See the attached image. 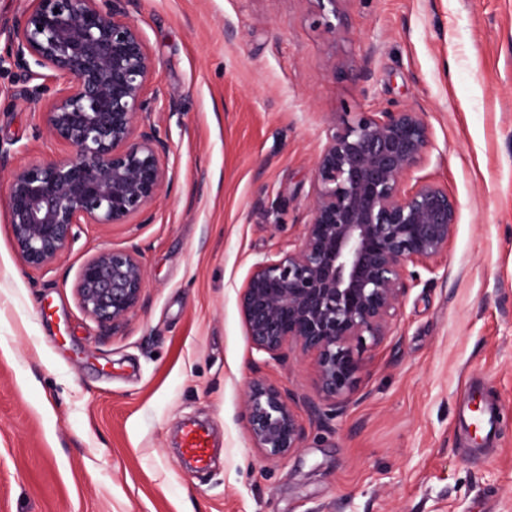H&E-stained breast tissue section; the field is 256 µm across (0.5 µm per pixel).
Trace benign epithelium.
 Segmentation results:
<instances>
[{"label": "benign epithelium", "mask_w": 512, "mask_h": 512, "mask_svg": "<svg viewBox=\"0 0 512 512\" xmlns=\"http://www.w3.org/2000/svg\"><path fill=\"white\" fill-rule=\"evenodd\" d=\"M132 0H32L16 20L10 51L22 82L57 86L42 120L64 158L15 170L7 189L14 248L31 268L51 265L76 224H124L146 213L170 184L169 145L145 119L154 62L129 18ZM38 67L34 71L31 66ZM429 145L419 112H361L336 125L314 169L311 220L298 245L256 263L241 288L240 315L252 348L279 361L292 347L314 356L319 396L340 410L354 396L361 353L392 335L421 266L448 249L457 204L444 188L404 176ZM138 251L102 248L81 265L83 311L115 327L142 304ZM300 400L262 378L246 390L245 419L261 453L301 447Z\"/></svg>", "instance_id": "7a95c632"}]
</instances>
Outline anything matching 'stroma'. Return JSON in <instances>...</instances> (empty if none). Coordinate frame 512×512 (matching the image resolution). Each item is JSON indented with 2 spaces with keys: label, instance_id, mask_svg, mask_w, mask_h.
Wrapping results in <instances>:
<instances>
[{
  "label": "stroma",
  "instance_id": "obj_1",
  "mask_svg": "<svg viewBox=\"0 0 512 512\" xmlns=\"http://www.w3.org/2000/svg\"><path fill=\"white\" fill-rule=\"evenodd\" d=\"M154 60L150 117L171 184L124 224H77L49 266L24 265L10 174L65 156L0 68V512H512V0H134ZM420 112L407 184L457 202L436 279L410 288L332 412L314 357L252 349L238 295L297 245L317 157L360 112ZM137 249L142 305L117 329L74 285L97 250ZM261 377L302 399L300 448L271 461L245 420ZM500 411L487 444L460 420L472 382ZM320 412L312 414L307 400ZM214 460L186 469L181 422Z\"/></svg>",
  "mask_w": 512,
  "mask_h": 512
}]
</instances>
